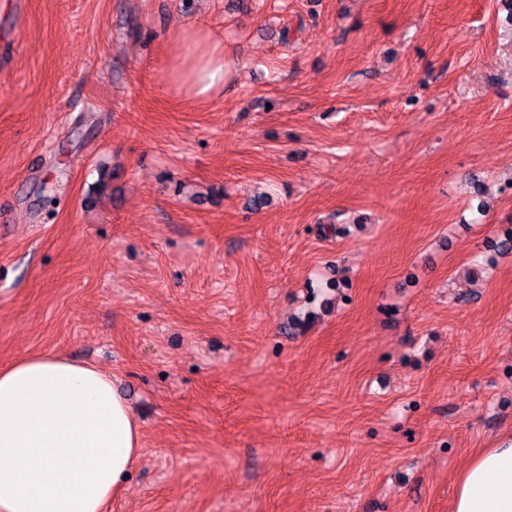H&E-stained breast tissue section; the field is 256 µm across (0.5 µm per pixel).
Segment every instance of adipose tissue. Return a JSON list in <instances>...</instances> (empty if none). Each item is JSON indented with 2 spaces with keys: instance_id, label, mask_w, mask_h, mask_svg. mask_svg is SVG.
Segmentation results:
<instances>
[{
  "instance_id": "obj_1",
  "label": "adipose tissue",
  "mask_w": 512,
  "mask_h": 512,
  "mask_svg": "<svg viewBox=\"0 0 512 512\" xmlns=\"http://www.w3.org/2000/svg\"><path fill=\"white\" fill-rule=\"evenodd\" d=\"M176 83L197 97L223 87L233 63L204 33L176 38ZM141 453L139 425L111 377L59 354L0 369V512H106ZM453 512H512V439L475 455Z\"/></svg>"
}]
</instances>
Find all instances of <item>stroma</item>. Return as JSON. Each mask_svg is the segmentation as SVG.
Returning <instances> with one entry per match:
<instances>
[{
	"mask_svg": "<svg viewBox=\"0 0 512 512\" xmlns=\"http://www.w3.org/2000/svg\"><path fill=\"white\" fill-rule=\"evenodd\" d=\"M510 228L504 0H0V367L111 374L108 512H452L512 437ZM180 65L171 78L193 96L206 97L224 87L233 63L223 41H215L204 33L192 39L174 38Z\"/></svg>",
	"mask_w": 512,
	"mask_h": 512,
	"instance_id": "1",
	"label": "stroma"
}]
</instances>
